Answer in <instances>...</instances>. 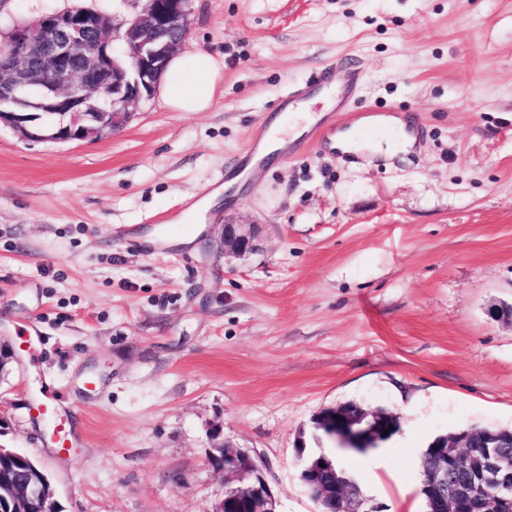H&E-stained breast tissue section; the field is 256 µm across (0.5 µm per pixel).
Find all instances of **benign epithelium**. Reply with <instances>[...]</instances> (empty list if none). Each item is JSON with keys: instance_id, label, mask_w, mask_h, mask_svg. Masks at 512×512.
<instances>
[{"instance_id": "obj_1", "label": "benign epithelium", "mask_w": 512, "mask_h": 512, "mask_svg": "<svg viewBox=\"0 0 512 512\" xmlns=\"http://www.w3.org/2000/svg\"><path fill=\"white\" fill-rule=\"evenodd\" d=\"M132 18L115 22L89 8L44 14L14 26L0 38V126L30 142H73L108 137L122 130L133 108L156 89L168 59L191 24L190 0H143ZM253 224L224 225V253L245 256L256 249ZM329 437L337 447L360 448L382 413L356 402L325 408ZM509 436L462 430L443 440L424 460L421 493L435 494L442 512H512V453ZM211 466L224 474L223 497L206 512H279L259 456L229 441L216 444ZM330 464L321 455L303 465L301 480L316 499L331 498L336 512H359L346 481L323 478ZM14 495L29 504L54 497L43 471L15 480Z\"/></svg>"}]
</instances>
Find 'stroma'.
I'll use <instances>...</instances> for the list:
<instances>
[{"mask_svg": "<svg viewBox=\"0 0 512 512\" xmlns=\"http://www.w3.org/2000/svg\"><path fill=\"white\" fill-rule=\"evenodd\" d=\"M82 6L0 0V32ZM184 46L224 58L207 112L143 98L117 134L32 143L0 128V445L37 463L60 512H206L224 494L211 431L260 454L280 512H317L300 480L311 424L355 401L401 417L350 465L368 505L426 512L421 460L458 426L512 428V0H191ZM343 56L364 68L337 132L413 119L387 159L301 147L255 165L205 215L197 249L152 219L217 188L289 88ZM259 227L257 251L220 247ZM137 229L136 242L114 228ZM70 426L62 452L36 407ZM255 224H228L224 227L223 249L224 254L245 256L256 249Z\"/></svg>", "mask_w": 512, "mask_h": 512, "instance_id": "35a3bbf8", "label": "stroma"}]
</instances>
